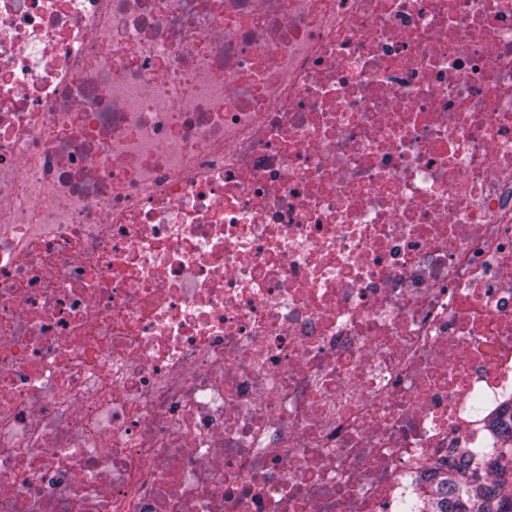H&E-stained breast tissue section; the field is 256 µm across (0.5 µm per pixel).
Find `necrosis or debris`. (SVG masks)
I'll return each instance as SVG.
<instances>
[{
  "instance_id": "obj_1",
  "label": "necrosis or debris",
  "mask_w": 512,
  "mask_h": 512,
  "mask_svg": "<svg viewBox=\"0 0 512 512\" xmlns=\"http://www.w3.org/2000/svg\"><path fill=\"white\" fill-rule=\"evenodd\" d=\"M512 388V0H0V512H391Z\"/></svg>"
}]
</instances>
